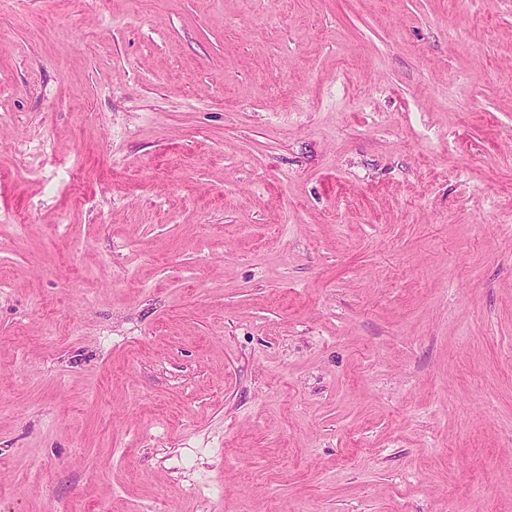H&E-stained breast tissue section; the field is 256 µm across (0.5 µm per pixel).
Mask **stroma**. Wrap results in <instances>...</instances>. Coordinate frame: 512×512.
I'll list each match as a JSON object with an SVG mask.
<instances>
[{
  "label": "stroma",
  "instance_id": "1",
  "mask_svg": "<svg viewBox=\"0 0 512 512\" xmlns=\"http://www.w3.org/2000/svg\"><path fill=\"white\" fill-rule=\"evenodd\" d=\"M0 512H512V0H0Z\"/></svg>",
  "mask_w": 512,
  "mask_h": 512
}]
</instances>
